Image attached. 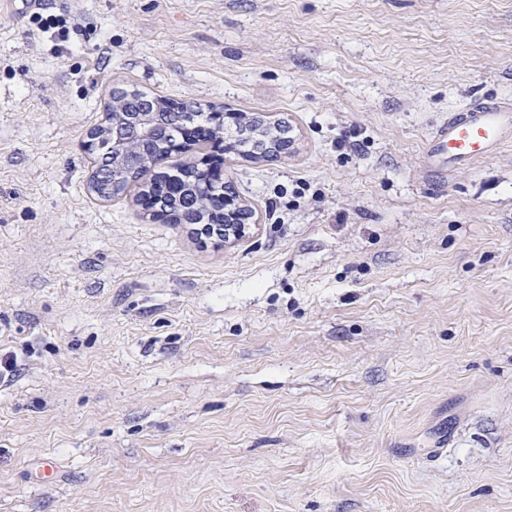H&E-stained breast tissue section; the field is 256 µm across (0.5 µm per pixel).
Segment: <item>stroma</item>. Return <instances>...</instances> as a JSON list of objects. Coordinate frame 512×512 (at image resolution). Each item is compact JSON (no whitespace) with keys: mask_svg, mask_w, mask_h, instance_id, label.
Returning a JSON list of instances; mask_svg holds the SVG:
<instances>
[{"mask_svg":"<svg viewBox=\"0 0 512 512\" xmlns=\"http://www.w3.org/2000/svg\"><path fill=\"white\" fill-rule=\"evenodd\" d=\"M116 87L287 125L242 240L89 191ZM486 101L512 0L1 9L0 512H512V141L424 163Z\"/></svg>","mask_w":512,"mask_h":512,"instance_id":"obj_1","label":"stroma"}]
</instances>
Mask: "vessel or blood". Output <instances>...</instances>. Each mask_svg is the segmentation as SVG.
Listing matches in <instances>:
<instances>
[{
	"instance_id": "obj_1",
	"label": "vessel or blood",
	"mask_w": 512,
	"mask_h": 512,
	"mask_svg": "<svg viewBox=\"0 0 512 512\" xmlns=\"http://www.w3.org/2000/svg\"><path fill=\"white\" fill-rule=\"evenodd\" d=\"M512 140V106L481 102L453 113L430 137L425 169L440 175L492 155Z\"/></svg>"
}]
</instances>
